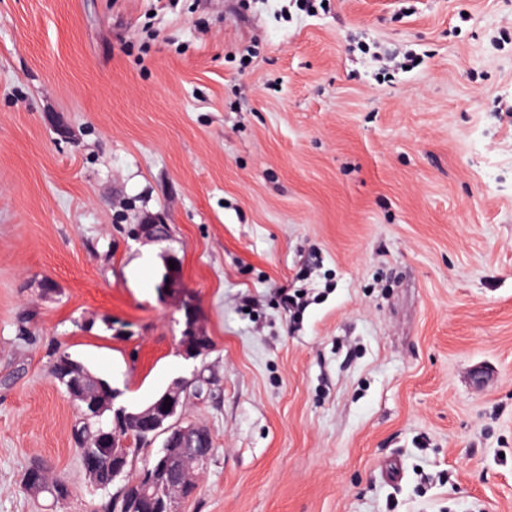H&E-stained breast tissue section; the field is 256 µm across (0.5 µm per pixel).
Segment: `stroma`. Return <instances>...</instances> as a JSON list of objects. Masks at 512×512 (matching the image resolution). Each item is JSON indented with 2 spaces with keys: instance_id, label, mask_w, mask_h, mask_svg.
<instances>
[{
  "instance_id": "1",
  "label": "stroma",
  "mask_w": 512,
  "mask_h": 512,
  "mask_svg": "<svg viewBox=\"0 0 512 512\" xmlns=\"http://www.w3.org/2000/svg\"><path fill=\"white\" fill-rule=\"evenodd\" d=\"M167 248L180 512H512V0H0V512L105 496L55 352L131 410L190 376Z\"/></svg>"
}]
</instances>
